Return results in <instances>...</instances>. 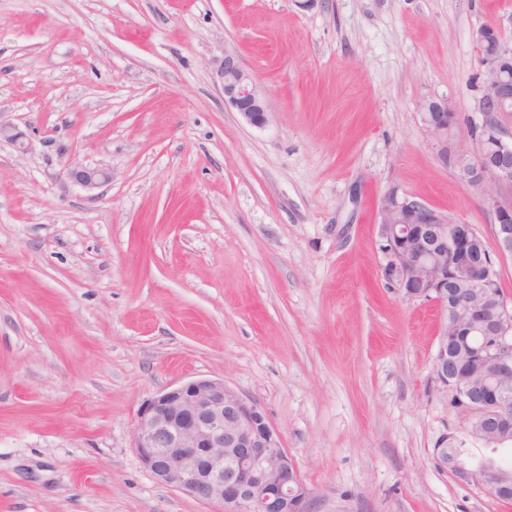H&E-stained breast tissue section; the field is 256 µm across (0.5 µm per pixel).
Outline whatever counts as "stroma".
Listing matches in <instances>:
<instances>
[{"mask_svg": "<svg viewBox=\"0 0 512 512\" xmlns=\"http://www.w3.org/2000/svg\"><path fill=\"white\" fill-rule=\"evenodd\" d=\"M512 0H0V512H216L132 446L155 393L214 377L262 404L310 512H512L442 465L472 416L433 374L434 301L388 282V197L491 210L421 121L470 146L472 33ZM270 114L224 102L225 52ZM105 167L94 192L67 164ZM0 141H5L14 146L20 152L29 149V141L25 133L8 120H2L0 114Z\"/></svg>", "mask_w": 512, "mask_h": 512, "instance_id": "35a3bbf8", "label": "stroma"}]
</instances>
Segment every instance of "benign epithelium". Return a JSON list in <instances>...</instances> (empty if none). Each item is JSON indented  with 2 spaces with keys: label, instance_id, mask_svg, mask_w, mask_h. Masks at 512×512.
<instances>
[{
  "label": "benign epithelium",
  "instance_id": "obj_1",
  "mask_svg": "<svg viewBox=\"0 0 512 512\" xmlns=\"http://www.w3.org/2000/svg\"><path fill=\"white\" fill-rule=\"evenodd\" d=\"M473 40L492 47L485 53L484 90L473 111L481 120L471 132L469 155L481 180L471 179L456 164L453 132L456 112L446 99L426 101L422 122L440 146L442 163L457 171L480 192L493 213L497 254L512 256V201L498 189L512 184V132L501 116L512 105V46L494 40L482 27ZM224 102L254 127L267 123L269 108L258 94L251 73L237 55L224 53L217 74ZM0 141L20 152L29 149L25 133L0 119ZM62 177L94 191L112 180L102 167L69 165ZM381 247L388 261L386 279L412 298L434 299L444 321L434 358L437 380H453L456 404L474 415L471 436L496 451L512 444V393L501 384L512 381V355L503 352L512 341V303L492 289L488 260L472 245L474 225L448 222L442 214L414 197L389 198L382 209ZM471 336L469 347L482 362V379L473 382L458 373L448 376V344ZM133 448L155 479L183 493L222 506V512H308L311 490L265 409L224 383L222 378H194L148 398L138 412ZM439 462L456 474L476 475L490 493L512 497V467L488 457L479 462L448 455V443L436 448Z\"/></svg>",
  "mask_w": 512,
  "mask_h": 512
}]
</instances>
